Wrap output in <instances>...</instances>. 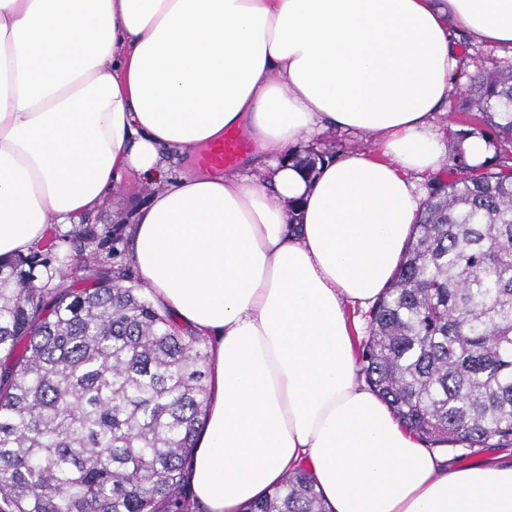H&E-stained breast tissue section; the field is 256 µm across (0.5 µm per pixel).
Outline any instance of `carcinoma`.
<instances>
[{
    "mask_svg": "<svg viewBox=\"0 0 512 512\" xmlns=\"http://www.w3.org/2000/svg\"><path fill=\"white\" fill-rule=\"evenodd\" d=\"M497 151L450 146L401 265L369 314L371 390L430 446L512 447V66L473 80ZM112 230L69 238L89 286L54 284L59 237L0 262V512H196L186 470L206 415L207 339L108 264ZM245 512H324L305 473Z\"/></svg>",
    "mask_w": 512,
    "mask_h": 512,
    "instance_id": "1",
    "label": "carcinoma"
}]
</instances>
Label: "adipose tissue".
<instances>
[{"instance_id": "adipose-tissue-1", "label": "adipose tissue", "mask_w": 512, "mask_h": 512, "mask_svg": "<svg viewBox=\"0 0 512 512\" xmlns=\"http://www.w3.org/2000/svg\"><path fill=\"white\" fill-rule=\"evenodd\" d=\"M463 26L512 46V0H0V258L152 180L129 250L156 303L210 345L188 468L200 512H244L305 467L326 512H512V460L459 467L356 372L374 303L440 171L433 120ZM247 129L248 171L159 178ZM322 128L375 151L291 160ZM207 147L202 148L193 157V160L190 164V161L187 158H183L180 154L175 153L167 158V171L165 173V177L167 182L175 184L179 181V179L189 173L194 174H202V173H208L206 171L200 170L197 168L194 164L195 157L200 154L202 151H204Z\"/></svg>"}]
</instances>
